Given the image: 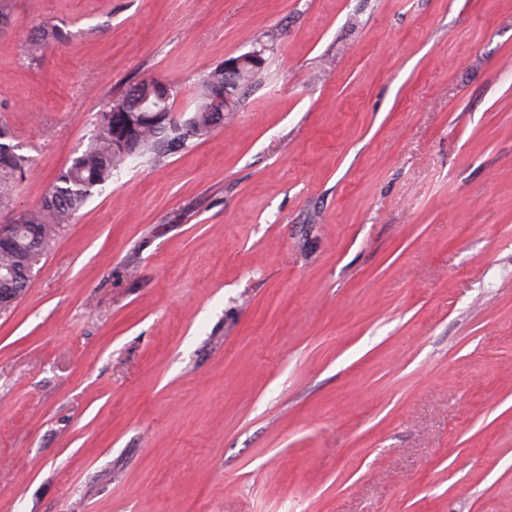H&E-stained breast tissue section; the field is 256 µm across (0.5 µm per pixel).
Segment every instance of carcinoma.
Listing matches in <instances>:
<instances>
[{
  "label": "carcinoma",
  "instance_id": "carcinoma-1",
  "mask_svg": "<svg viewBox=\"0 0 512 512\" xmlns=\"http://www.w3.org/2000/svg\"><path fill=\"white\" fill-rule=\"evenodd\" d=\"M66 35L54 26L38 24L29 39L27 52L38 59L41 47L62 42ZM161 80L142 79L111 99L95 114L94 132L85 148L73 157L34 210L22 213L13 239L0 243V291L14 289L21 296L25 286L14 284L8 274L17 258L28 259L35 267L49 248L58 229L74 216L98 188L112 181V174L129 157L138 156L160 163L168 156L205 140L224 124V113L209 108L214 92L224 87V64L201 75L195 86L196 106L187 119L173 115L177 86L171 97L161 100L157 86ZM31 167L29 156L13 143L7 123L0 122V201L25 179Z\"/></svg>",
  "mask_w": 512,
  "mask_h": 512
}]
</instances>
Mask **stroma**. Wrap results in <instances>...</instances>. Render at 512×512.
I'll return each instance as SVG.
<instances>
[{"mask_svg": "<svg viewBox=\"0 0 512 512\" xmlns=\"http://www.w3.org/2000/svg\"><path fill=\"white\" fill-rule=\"evenodd\" d=\"M35 208L111 98L267 45L0 310V512H512V0H11ZM64 43L31 65L37 23Z\"/></svg>", "mask_w": 512, "mask_h": 512, "instance_id": "obj_1", "label": "stroma"}]
</instances>
